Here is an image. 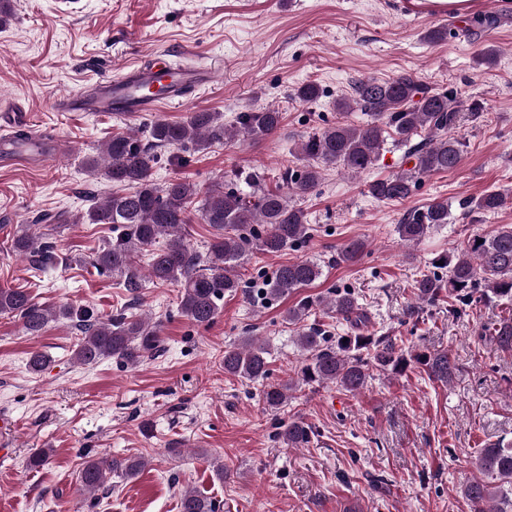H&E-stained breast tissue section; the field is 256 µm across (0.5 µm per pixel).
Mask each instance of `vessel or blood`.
I'll list each match as a JSON object with an SVG mask.
<instances>
[{
    "label": "vessel or blood",
    "instance_id": "b4317fda",
    "mask_svg": "<svg viewBox=\"0 0 512 512\" xmlns=\"http://www.w3.org/2000/svg\"><path fill=\"white\" fill-rule=\"evenodd\" d=\"M212 74V69L203 65L176 66L160 57L149 64L125 67L120 77L103 80L93 93L78 91L60 98L57 107L63 112L137 116L180 103L194 90L207 85ZM28 123V113H0V153L6 159L36 169L59 153L60 142L48 136L14 137V130L26 127Z\"/></svg>",
    "mask_w": 512,
    "mask_h": 512
}]
</instances>
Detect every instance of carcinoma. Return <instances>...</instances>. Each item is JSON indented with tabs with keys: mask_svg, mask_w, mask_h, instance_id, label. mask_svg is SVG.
I'll list each match as a JSON object with an SVG mask.
<instances>
[{
	"mask_svg": "<svg viewBox=\"0 0 512 512\" xmlns=\"http://www.w3.org/2000/svg\"><path fill=\"white\" fill-rule=\"evenodd\" d=\"M360 107L366 120L361 125L336 124L320 129L301 143L306 165L286 168L282 187L262 192L255 201L242 197L231 184L215 183L203 191L195 183L174 179L158 184L153 178L159 147L193 145L206 149L215 142L240 138L259 139L277 130L282 113L276 108L249 109L224 124L213 112H192L180 122L157 119L149 127L147 142L134 134H119L103 143L99 154L86 161V172L102 176L115 190L96 199L86 211L91 224H110L115 237L93 257L91 265L119 277L134 300H139L144 278L155 283L180 286V310L197 325H208L219 313L224 295L241 287L238 274L249 254H276L304 245L312 237L307 212L295 202L313 193L321 181V168L340 166L353 175L369 170L379 158L387 134L406 143L421 130L431 134L429 142L413 149L415 165L402 173L368 184V193L378 201H400L410 196L420 176L451 172L462 162V142L448 136L459 126L456 101L437 92L417 77L401 74L387 81L359 80L352 101L341 100L337 109L348 112ZM506 204L498 192H486L462 201V208L494 213ZM195 212L200 223L213 230V241L201 253L185 241L181 229ZM448 223V202L434 200L410 211L397 225L400 239L416 245L433 229ZM35 224H20L12 237L16 255L38 270L56 262L53 245ZM166 243L159 244L160 239ZM365 244L351 240L342 245L336 263H354ZM149 255L148 273H141L140 260ZM434 267L447 275L432 273L413 280L416 299L429 305L448 304V312L461 314L480 302L512 303V225L503 224L487 233L470 236L462 248H452L433 259ZM322 275V266L312 259L280 265L263 282L262 293L277 299L305 288ZM318 304L301 299L286 311L285 319L302 325L296 344L305 356L299 369L305 384H334L357 392L367 383L369 367L402 374L410 366L425 367L428 377L441 383L453 382L457 365L447 351L419 353L405 350L386 336L365 331L366 311L348 290L321 302L346 323L336 337L325 335L317 325H305ZM0 314H8L29 336H38L52 321L74 322L80 332L74 357L83 365L112 358L137 365L155 356L161 348L160 323L133 312H121L102 320L86 309L50 306L34 301L21 288H0ZM491 340L503 350H512V315L492 324ZM269 349L253 336H242L224 348V373L252 382L269 375ZM297 383L263 386L260 400L265 409L279 410L288 402ZM311 427L298 415L281 423L279 432L290 448H303L311 440ZM145 467L137 456L114 458L105 464L85 457L78 471L81 491L98 499L108 494L112 479L135 478ZM478 476L460 488L470 512H512V445L489 444L474 460ZM180 512H219V506L202 493H181Z\"/></svg>",
	"mask_w": 512,
	"mask_h": 512,
	"instance_id": "carcinoma-1",
	"label": "carcinoma"
}]
</instances>
